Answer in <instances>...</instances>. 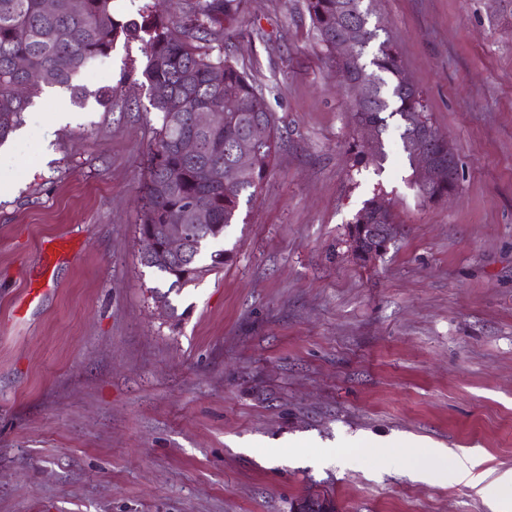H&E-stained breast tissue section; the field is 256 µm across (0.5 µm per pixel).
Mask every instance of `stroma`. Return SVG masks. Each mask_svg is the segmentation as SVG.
<instances>
[{
    "label": "stroma",
    "instance_id": "stroma-1",
    "mask_svg": "<svg viewBox=\"0 0 512 512\" xmlns=\"http://www.w3.org/2000/svg\"><path fill=\"white\" fill-rule=\"evenodd\" d=\"M494 0H377L379 22L463 171L409 184L398 119L357 163L349 96L306 0H234L212 44L253 78L281 148L223 269L181 291L139 261L161 127L145 37L84 69L103 106L46 91L0 161V512H492L429 483L438 448L512 468V21ZM71 122L47 130L58 107ZM382 196L397 223L363 262L348 226ZM167 302H160V293ZM177 317H170V309ZM411 449L404 457L403 449Z\"/></svg>",
    "mask_w": 512,
    "mask_h": 512
}]
</instances>
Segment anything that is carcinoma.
<instances>
[{
	"instance_id": "carcinoma-1",
	"label": "carcinoma",
	"mask_w": 512,
	"mask_h": 512,
	"mask_svg": "<svg viewBox=\"0 0 512 512\" xmlns=\"http://www.w3.org/2000/svg\"><path fill=\"white\" fill-rule=\"evenodd\" d=\"M233 0H197L194 18L177 28L172 20L157 14L143 28L149 35V55L142 72L150 90L168 89L165 96H152L151 107L162 114V125L150 151L144 204L140 214L141 262L172 279L171 287L184 288L224 266L230 258L225 250L209 254L201 263L208 245L236 223L242 198L252 200L269 175L280 148V132L275 114L251 77L231 57L214 52L204 43L203 34L221 24L229 15ZM374 0H306L307 12L322 48L334 63L336 76L345 84L355 77L370 86V97L359 107L350 106L354 126L370 124L378 137L360 145L357 163L386 159L382 135L388 120L400 119L402 151L418 129L432 126L420 91L406 75L404 60L390 36L378 38L379 25L371 23ZM364 26L366 39L355 54H336V37L347 18L345 6ZM138 29L117 19L112 0H55L48 13L42 0H0V145L23 122V114L46 87L71 91L73 97H86L76 83L80 71L110 54L121 39L137 35ZM27 61L20 72L15 61ZM22 83L26 93H13ZM213 112L216 122L203 135L202 150L187 156L178 150V141L193 133L191 113ZM256 124L268 128V142L262 147L250 171L241 178L217 183L207 170L218 165L229 167L231 146L250 135ZM427 152L437 169V178L428 188L415 190L425 202L448 199V192L459 191L460 179L448 178V147L430 143ZM210 214L207 224L196 228L193 208ZM356 224L376 225V234L396 223L390 206L373 197L363 203L354 217ZM160 224L189 225V247L183 258L156 252L162 245Z\"/></svg>"
}]
</instances>
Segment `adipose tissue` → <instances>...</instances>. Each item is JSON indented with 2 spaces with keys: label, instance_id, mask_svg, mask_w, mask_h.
<instances>
[{
  "label": "adipose tissue",
  "instance_id": "1",
  "mask_svg": "<svg viewBox=\"0 0 512 512\" xmlns=\"http://www.w3.org/2000/svg\"><path fill=\"white\" fill-rule=\"evenodd\" d=\"M416 478L434 481L445 476H453L460 482L474 486L487 484L488 487L512 484V471L495 473L480 468V460L473 455L459 456L448 449H436L433 456L419 462L413 470Z\"/></svg>",
  "mask_w": 512,
  "mask_h": 512
}]
</instances>
